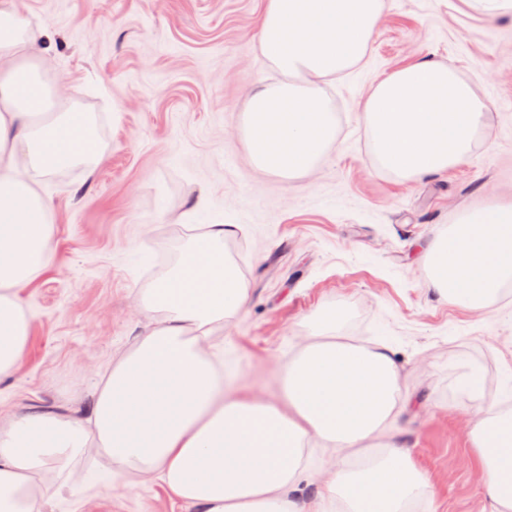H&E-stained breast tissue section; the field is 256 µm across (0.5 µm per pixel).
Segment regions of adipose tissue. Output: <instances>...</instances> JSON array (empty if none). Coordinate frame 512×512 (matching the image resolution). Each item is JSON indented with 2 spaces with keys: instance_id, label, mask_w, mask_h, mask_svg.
<instances>
[{
  "instance_id": "1",
  "label": "adipose tissue",
  "mask_w": 512,
  "mask_h": 512,
  "mask_svg": "<svg viewBox=\"0 0 512 512\" xmlns=\"http://www.w3.org/2000/svg\"><path fill=\"white\" fill-rule=\"evenodd\" d=\"M386 0H267L262 55L280 75L252 92L247 141L254 165L289 177L315 168L336 136L320 79L361 63ZM37 33L16 0H0V377L14 373L32 315L20 298L50 264L54 207L44 186L76 164L93 173L105 151L85 142L45 78ZM180 221L201 228L177 267L141 299L152 319L97 374L89 410L0 411V512H46L36 488L51 462L103 449L114 471L161 481L191 512H404L430 481L396 440L404 410L399 370L380 344L358 346L326 313L312 340L289 355L283 398L224 395V322L248 299L224 257L236 226L197 202ZM430 286L484 311L512 282V204L468 213L425 252ZM470 436L492 505L512 503V413L480 403ZM311 505L292 493L310 476Z\"/></svg>"
}]
</instances>
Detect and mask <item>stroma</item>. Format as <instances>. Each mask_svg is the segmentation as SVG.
<instances>
[{
	"label": "stroma",
	"instance_id": "1",
	"mask_svg": "<svg viewBox=\"0 0 512 512\" xmlns=\"http://www.w3.org/2000/svg\"><path fill=\"white\" fill-rule=\"evenodd\" d=\"M37 22L47 78L93 117L107 151L93 175L50 174L53 262L22 299L34 319L0 403L81 406L100 365L148 322L143 290L182 259L178 214L199 195L238 224L224 254L250 300L224 328L228 390L280 392V367L336 309L358 341L385 344L407 410L400 440L432 484L436 512H491L468 433L480 380L512 399V291L484 313L430 288L425 251L470 211L512 202V15L476 0H390L366 58L324 87L336 138L309 173L260 172L241 132L249 97L277 77L257 33L265 0H17ZM451 64L485 103L462 161L420 181L381 171L363 118L372 88L418 61ZM54 512H172L159 484L100 464L96 449L53 467Z\"/></svg>",
	"mask_w": 512,
	"mask_h": 512
}]
</instances>
